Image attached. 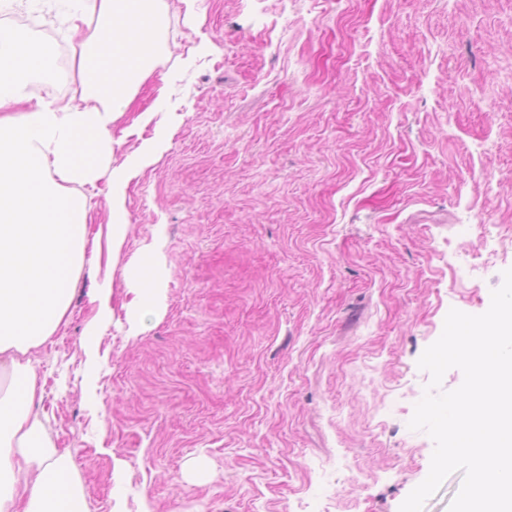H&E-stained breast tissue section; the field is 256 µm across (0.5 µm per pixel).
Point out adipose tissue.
I'll return each instance as SVG.
<instances>
[{"mask_svg":"<svg viewBox=\"0 0 512 512\" xmlns=\"http://www.w3.org/2000/svg\"><path fill=\"white\" fill-rule=\"evenodd\" d=\"M79 104L34 100L56 74V47L0 26V512H86L73 463L36 406L43 395L29 352L67 323L85 260L84 187L107 179L109 262L123 245L132 168L112 164V124L154 54L155 0H71Z\"/></svg>","mask_w":512,"mask_h":512,"instance_id":"ef3b65f1","label":"adipose tissue"}]
</instances>
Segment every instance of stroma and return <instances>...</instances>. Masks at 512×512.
I'll list each match as a JSON object with an SVG mask.
<instances>
[{"mask_svg":"<svg viewBox=\"0 0 512 512\" xmlns=\"http://www.w3.org/2000/svg\"><path fill=\"white\" fill-rule=\"evenodd\" d=\"M68 10L0 12L55 43L46 101L79 86ZM156 46L112 126L113 166L152 154L119 264L86 257L33 352L88 512H399L434 450L417 361L512 268V0H163ZM124 275L138 287L132 289L134 296L129 305L142 315L154 314L160 295L155 276L145 271L140 263L128 264ZM112 295V277L105 275L104 278L97 284L91 302L97 303L98 314L101 320H107L112 314L110 300Z\"/></svg>","mask_w":512,"mask_h":512,"instance_id":"stroma-1","label":"stroma"}]
</instances>
